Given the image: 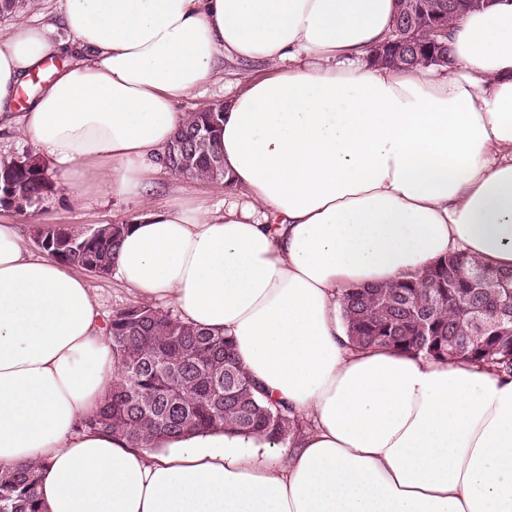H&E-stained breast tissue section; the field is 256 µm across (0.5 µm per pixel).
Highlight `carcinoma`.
Listing matches in <instances>:
<instances>
[{"label": "carcinoma", "mask_w": 512, "mask_h": 512, "mask_svg": "<svg viewBox=\"0 0 512 512\" xmlns=\"http://www.w3.org/2000/svg\"><path fill=\"white\" fill-rule=\"evenodd\" d=\"M416 26L394 34L372 57L386 65L422 64L407 43L448 44L429 9L452 19L470 9V0H406ZM36 0H0V17L26 13ZM222 113L208 106L188 113L167 148L165 168L186 171L201 181L224 179L221 157L212 146ZM52 182L39 162L18 157L0 169V205L11 195L27 203L20 214L35 219ZM126 224H104L84 233L43 231L38 245L60 263L112 273ZM483 270L482 278L472 271ZM512 272L494 270L461 253L436 260L417 278L380 287L353 288L338 299L352 342L362 349L387 348L433 360L460 359L512 374V288L501 282ZM108 335L121 378L100 408L82 419L94 431L122 434L132 445L185 431L230 428L240 433L287 439L302 429L279 405L261 396V386L239 365L233 341L184 323L152 304L138 303L112 314ZM0 512H42L34 467L0 471Z\"/></svg>", "instance_id": "obj_1"}]
</instances>
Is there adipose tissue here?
I'll list each match as a JSON object with an SVG mask.
<instances>
[{
    "label": "adipose tissue",
    "mask_w": 512,
    "mask_h": 512,
    "mask_svg": "<svg viewBox=\"0 0 512 512\" xmlns=\"http://www.w3.org/2000/svg\"><path fill=\"white\" fill-rule=\"evenodd\" d=\"M394 18L395 0H60L58 23L0 36V129L136 206L119 280L229 337L310 424L285 455L221 429L140 448L81 429L120 378L106 317L0 222V469L36 466L45 512H512V376L353 349L336 309L451 251L512 271V0L452 22L447 66L372 63ZM228 60L271 66L214 139L245 204L153 206L182 104Z\"/></svg>",
    "instance_id": "adipose-tissue-1"
}]
</instances>
